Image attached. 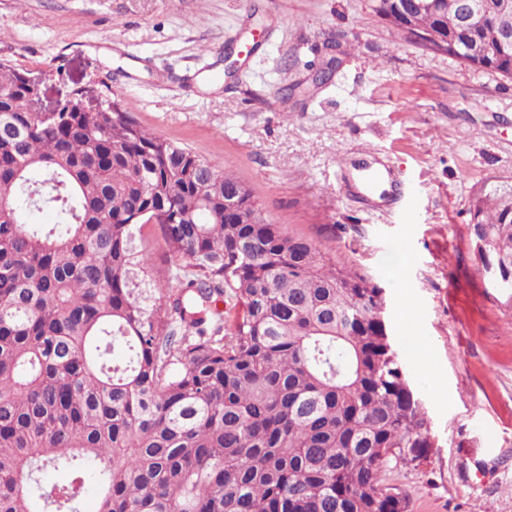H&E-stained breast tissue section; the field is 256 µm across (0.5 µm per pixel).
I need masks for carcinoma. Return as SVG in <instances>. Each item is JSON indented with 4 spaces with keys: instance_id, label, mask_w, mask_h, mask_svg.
Segmentation results:
<instances>
[{
    "instance_id": "cac0c4a2",
    "label": "carcinoma",
    "mask_w": 512,
    "mask_h": 512,
    "mask_svg": "<svg viewBox=\"0 0 512 512\" xmlns=\"http://www.w3.org/2000/svg\"><path fill=\"white\" fill-rule=\"evenodd\" d=\"M476 35L498 49L493 21ZM33 104L0 64V512H80L90 479L98 512H407L392 463L433 441L383 289L320 241L224 216L239 180L117 102ZM35 206L54 222H28ZM152 220L177 260L158 290ZM468 231L512 288V184L477 197ZM46 469L70 479L47 491Z\"/></svg>"
}]
</instances>
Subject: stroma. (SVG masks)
<instances>
[{
    "label": "stroma",
    "mask_w": 512,
    "mask_h": 512,
    "mask_svg": "<svg viewBox=\"0 0 512 512\" xmlns=\"http://www.w3.org/2000/svg\"><path fill=\"white\" fill-rule=\"evenodd\" d=\"M1 62L44 111L76 87L117 95L236 176L266 223L372 277L433 440L392 484L409 512H512V292L467 231L481 190L512 183V80L423 47L372 0H0ZM375 162L397 178L382 203L361 173Z\"/></svg>",
    "instance_id": "obj_1"
}]
</instances>
